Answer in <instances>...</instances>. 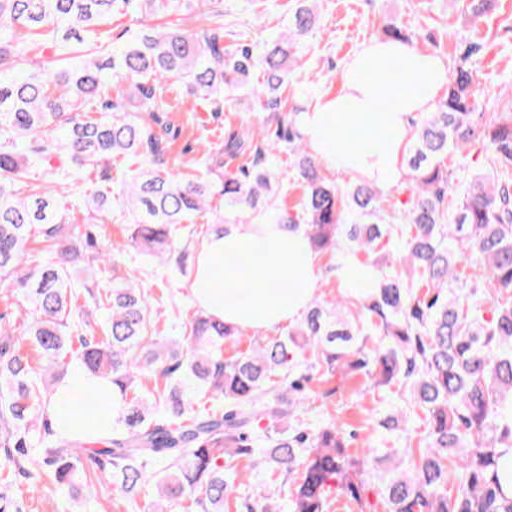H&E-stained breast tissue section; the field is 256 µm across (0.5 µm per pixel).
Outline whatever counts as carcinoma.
<instances>
[{
    "label": "carcinoma",
    "mask_w": 512,
    "mask_h": 512,
    "mask_svg": "<svg viewBox=\"0 0 512 512\" xmlns=\"http://www.w3.org/2000/svg\"><path fill=\"white\" fill-rule=\"evenodd\" d=\"M130 8L166 21L114 52L93 39L96 27ZM176 8L172 0H0V288L30 315L17 336L0 327V473L26 476L35 450L70 491L86 464L131 501L153 484L149 512H171L186 498L198 512H224L237 488V456L247 455L273 474L302 464L291 512H326L332 482L358 500L364 479L350 472L342 429L285 427L298 421L293 395L311 380L292 378L298 354L308 351L310 366L374 375L422 411V439L397 409L378 426L403 447L368 449L369 462L393 463L377 488L387 512H512L499 477L512 448V303L485 318L479 285L464 274L477 263L495 287L512 290V113L475 118L478 76L467 66L475 47L449 69L444 96L414 126L406 209L390 214L377 186H338L306 152L295 119L282 125L298 45L317 23L312 0L257 53L224 48V13L209 0H197L190 23ZM46 48L52 58L30 57ZM170 79L213 112L241 95L267 112L265 126L276 125L296 155L303 190L295 212L275 211L277 222L305 225L321 254L345 247L370 256L392 245L394 262L417 271L418 281L378 262L357 312L316 301L284 339L235 359L224 358V342L236 331L202 315L184 323L180 340L155 335L150 295L133 271L118 273L114 253L129 247L185 276V223L208 212L221 224L250 222L273 177L269 144L235 134L193 172L171 168ZM475 141L504 178L473 179L450 218V161ZM226 153L246 157L247 170L222 171ZM119 156L139 167L121 182L119 200L135 224L116 246L87 220L112 210ZM69 165L92 176L83 207L54 194ZM102 265L112 267L104 290L96 282ZM98 314L100 336L91 327ZM27 343L39 352L37 368L22 352ZM74 357L112 381L108 437L71 439L53 428L50 405L62 420L80 407L76 395L52 403L60 368ZM145 371L154 379L151 400L134 386ZM197 399L210 406L192 412ZM264 419L274 433L255 430Z\"/></svg>",
    "instance_id": "1"
}]
</instances>
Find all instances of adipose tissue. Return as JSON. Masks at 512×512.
<instances>
[{"label": "adipose tissue", "mask_w": 512, "mask_h": 512, "mask_svg": "<svg viewBox=\"0 0 512 512\" xmlns=\"http://www.w3.org/2000/svg\"><path fill=\"white\" fill-rule=\"evenodd\" d=\"M448 81L440 56L398 39H371L346 62L336 94L300 116L314 156L327 168L387 186L402 175L414 118L434 109ZM317 255L303 225L229 224L196 254L191 284L198 307L240 331L266 332L297 322L319 288ZM249 300H242L243 291ZM88 395L56 430L94 439L112 428V383L74 364L57 387Z\"/></svg>", "instance_id": "obj_1"}]
</instances>
